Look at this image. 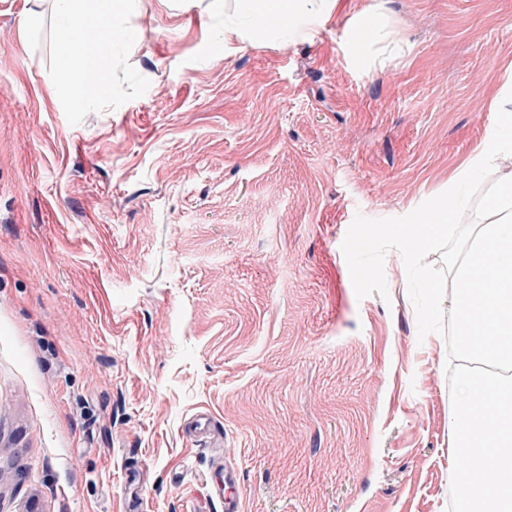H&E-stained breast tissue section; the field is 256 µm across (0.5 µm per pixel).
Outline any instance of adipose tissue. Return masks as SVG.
I'll return each instance as SVG.
<instances>
[{
	"label": "adipose tissue",
	"instance_id": "1",
	"mask_svg": "<svg viewBox=\"0 0 512 512\" xmlns=\"http://www.w3.org/2000/svg\"><path fill=\"white\" fill-rule=\"evenodd\" d=\"M59 4V36L62 42L81 40L82 51L64 50L62 65L73 75L71 96L79 103L86 104L101 98L104 89L97 74L98 48L86 42L85 31L96 20L111 11L109 0H92V9L81 7V0H57ZM333 0H247L245 11L248 15H280L291 19L288 33L299 34L302 38L314 39L319 22L329 14Z\"/></svg>",
	"mask_w": 512,
	"mask_h": 512
}]
</instances>
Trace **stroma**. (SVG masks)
<instances>
[{
  "label": "stroma",
  "instance_id": "stroma-1",
  "mask_svg": "<svg viewBox=\"0 0 512 512\" xmlns=\"http://www.w3.org/2000/svg\"><path fill=\"white\" fill-rule=\"evenodd\" d=\"M237 9L129 0L78 109L56 0H0V512H223L228 463L243 512H446L445 341L397 250L360 299L341 244L482 145L512 0H339L287 43L225 40ZM240 479L235 470L224 469V481H217L210 487L211 497L216 498L224 506V512H242V502L239 494Z\"/></svg>",
  "mask_w": 512,
  "mask_h": 512
}]
</instances>
